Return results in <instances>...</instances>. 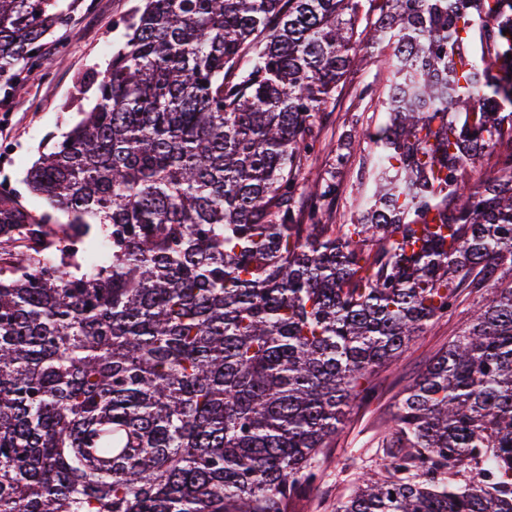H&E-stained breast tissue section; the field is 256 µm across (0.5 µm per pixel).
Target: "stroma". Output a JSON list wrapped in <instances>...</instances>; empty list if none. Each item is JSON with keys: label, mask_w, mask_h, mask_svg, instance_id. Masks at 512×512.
<instances>
[{"label": "stroma", "mask_w": 512, "mask_h": 512, "mask_svg": "<svg viewBox=\"0 0 512 512\" xmlns=\"http://www.w3.org/2000/svg\"><path fill=\"white\" fill-rule=\"evenodd\" d=\"M69 4L68 26L44 42L42 71L0 83V191L11 192L38 214L48 212L49 206L29 192L25 174L40 153L61 140L94 105L93 89H81L80 83L91 70L106 67L113 45L122 42L125 33L118 20L131 17L140 0H69ZM385 79L382 64L352 63L327 106L322 143L307 167L314 175L335 171L343 189L340 212L348 220L354 217L349 202L359 160L368 151L366 143L350 140L349 135L358 116L379 114L377 104L360 99L359 93L370 84L384 85ZM340 152L348 156L341 165L335 162ZM474 305L473 299H466L452 314L432 321L394 365L376 369L372 375L375 399L347 410L334 447L320 460L321 479L294 498L288 512H334L358 474L376 467L379 444L398 410L403 389L470 324Z\"/></svg>", "instance_id": "stroma-1"}]
</instances>
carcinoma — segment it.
<instances>
[{"mask_svg":"<svg viewBox=\"0 0 512 512\" xmlns=\"http://www.w3.org/2000/svg\"><path fill=\"white\" fill-rule=\"evenodd\" d=\"M67 20L0 0V75ZM358 43L389 79L333 224L305 168ZM510 54L512 0H144L26 174L66 222L0 196V512H288L463 296L336 512H512Z\"/></svg>","mask_w":512,"mask_h":512,"instance_id":"cac0c4a2","label":"carcinoma"}]
</instances>
